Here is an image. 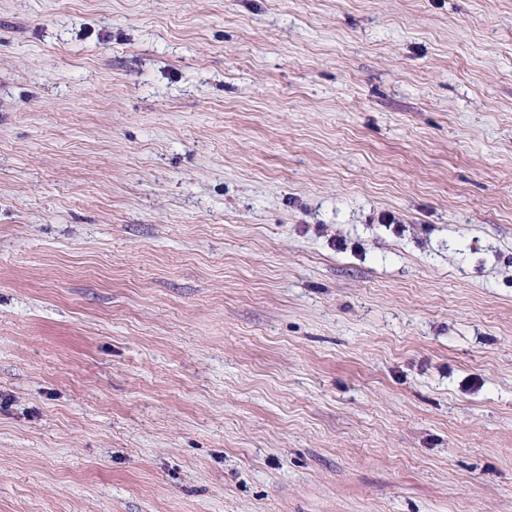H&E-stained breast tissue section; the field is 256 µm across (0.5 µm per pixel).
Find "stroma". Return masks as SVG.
I'll list each match as a JSON object with an SVG mask.
<instances>
[{
    "label": "stroma",
    "instance_id": "35a3bbf8",
    "mask_svg": "<svg viewBox=\"0 0 512 512\" xmlns=\"http://www.w3.org/2000/svg\"><path fill=\"white\" fill-rule=\"evenodd\" d=\"M0 512H512V0H0Z\"/></svg>",
    "mask_w": 512,
    "mask_h": 512
}]
</instances>
